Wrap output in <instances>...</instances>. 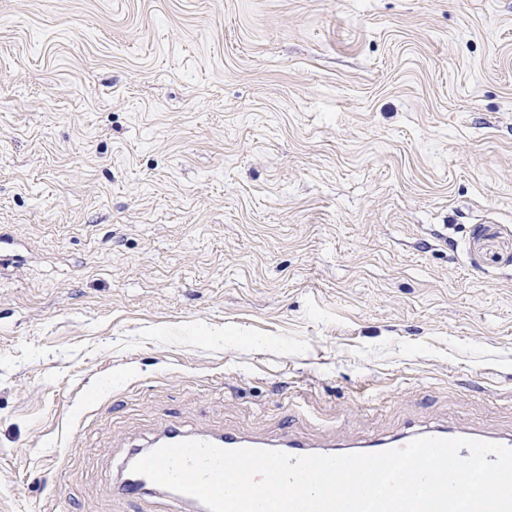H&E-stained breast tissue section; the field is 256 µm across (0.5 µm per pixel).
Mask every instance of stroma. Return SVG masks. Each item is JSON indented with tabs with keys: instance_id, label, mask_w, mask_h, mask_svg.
I'll return each instance as SVG.
<instances>
[{
	"instance_id": "stroma-1",
	"label": "stroma",
	"mask_w": 512,
	"mask_h": 512,
	"mask_svg": "<svg viewBox=\"0 0 512 512\" xmlns=\"http://www.w3.org/2000/svg\"><path fill=\"white\" fill-rule=\"evenodd\" d=\"M287 421L512 434V0H0V512Z\"/></svg>"
}]
</instances>
